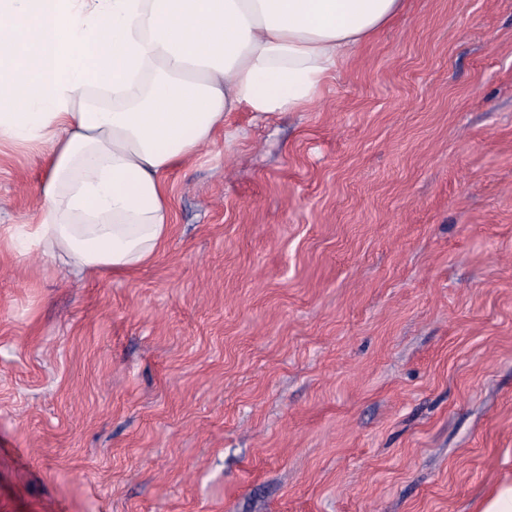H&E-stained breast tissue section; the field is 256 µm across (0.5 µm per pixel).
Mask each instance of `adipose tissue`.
I'll return each mask as SVG.
<instances>
[{"label": "adipose tissue", "mask_w": 512, "mask_h": 512, "mask_svg": "<svg viewBox=\"0 0 512 512\" xmlns=\"http://www.w3.org/2000/svg\"><path fill=\"white\" fill-rule=\"evenodd\" d=\"M403 0H0V145L43 146L35 219L0 231L73 277L148 263L167 173L230 113L304 112Z\"/></svg>", "instance_id": "ef3b65f1"}]
</instances>
